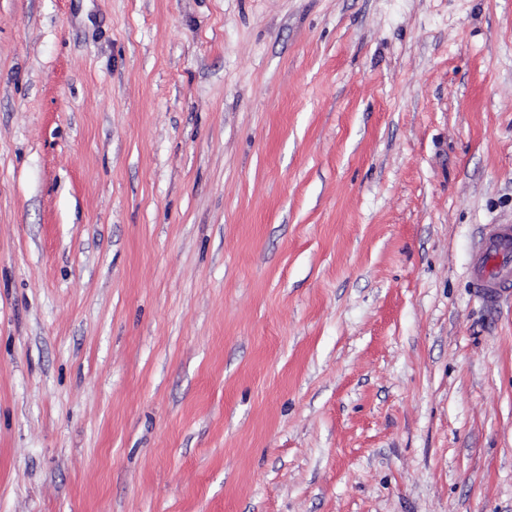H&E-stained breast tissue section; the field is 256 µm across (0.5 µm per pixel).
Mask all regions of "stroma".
<instances>
[{"label": "stroma", "instance_id": "1", "mask_svg": "<svg viewBox=\"0 0 512 512\" xmlns=\"http://www.w3.org/2000/svg\"><path fill=\"white\" fill-rule=\"evenodd\" d=\"M512 0H0V512H512ZM493 243V254L491 259L507 258L512 253V228L507 225L498 227L488 238L484 249L480 253L484 256L487 253L488 243Z\"/></svg>", "mask_w": 512, "mask_h": 512}]
</instances>
